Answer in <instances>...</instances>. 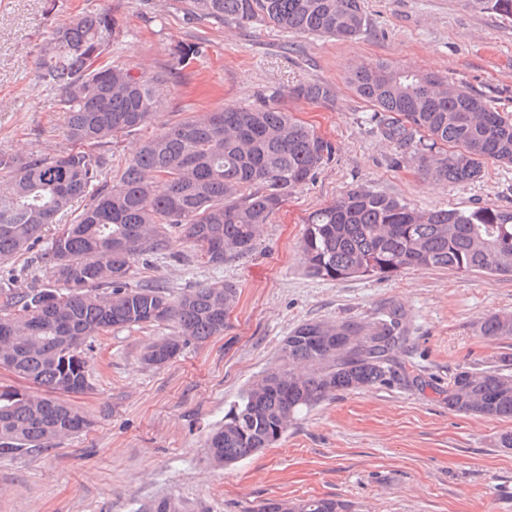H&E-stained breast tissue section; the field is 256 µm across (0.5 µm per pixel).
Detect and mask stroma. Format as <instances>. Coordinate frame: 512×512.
<instances>
[{
  "mask_svg": "<svg viewBox=\"0 0 512 512\" xmlns=\"http://www.w3.org/2000/svg\"><path fill=\"white\" fill-rule=\"evenodd\" d=\"M102 0H0V151L67 147L56 94L35 84L38 47L58 25ZM123 35L112 59L164 75L157 120L112 142L113 168L134 146L178 122L226 105L244 108L280 93V107L332 143L314 179L265 224L255 252L212 267L166 254L137 267L177 296L233 282L241 294L223 335L190 344L166 364L140 362L168 325L113 328L89 351L91 389L69 395L90 421L49 449L0 457V512H140L171 497L183 512H256L269 499L340 497L359 512H512V449L498 447L512 419L450 412L448 374L512 356V336L494 342L477 322L512 312V277L409 270L375 280L305 274V221L356 184L419 210L512 207V164H484L481 178L431 184L413 164L392 163L389 142L364 122L371 105L346 82L349 66L386 60L433 71L512 113V21L464 0H362L368 33L354 41L300 36L273 27L217 28L187 21L178 0H103ZM195 42L187 68L170 70L176 43ZM300 82L326 83L335 97H288ZM402 305L409 339L401 355L419 384L339 395L301 417L272 447L231 467L204 458L209 432L240 392L277 362L283 339L310 320L364 318Z\"/></svg>",
  "mask_w": 512,
  "mask_h": 512,
  "instance_id": "obj_1",
  "label": "stroma"
}]
</instances>
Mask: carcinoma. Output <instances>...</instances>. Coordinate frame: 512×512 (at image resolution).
<instances>
[{"label": "carcinoma", "instance_id": "1", "mask_svg": "<svg viewBox=\"0 0 512 512\" xmlns=\"http://www.w3.org/2000/svg\"><path fill=\"white\" fill-rule=\"evenodd\" d=\"M512 20V0H465ZM183 14L219 27L263 24L299 35L357 40L369 22L361 0H180ZM103 5L55 28L40 45L36 82L57 91L70 146L53 154L0 152V265L14 263L52 232L39 255L53 287L0 286V367L44 389L0 388V456L40 450L81 433L86 417L59 399L91 388L89 342L114 326L170 324L141 360L168 362L187 344L224 333L238 299L233 283L190 288L173 298L150 282H129L158 254L220 267L256 249L261 228L312 180L333 145L273 103L226 105L166 124L112 174L106 144L165 109L160 77L135 75L108 59L120 37ZM193 43L170 51L187 67ZM346 79L373 106L369 123L410 158L422 180L462 183L484 162L512 164V115L446 76L387 61L354 66ZM290 94L328 102L325 84ZM189 249L173 251L174 244ZM300 251L312 277L389 279L405 270L449 268L512 276V209L418 211L357 184L306 220ZM489 341L512 336V314L478 321ZM409 332L401 306L371 319L307 321L281 347L278 364L229 405L207 437L210 462L237 464L274 445L302 413L341 392L408 382L400 354ZM448 410L512 418V358L448 375ZM258 512H353L334 497L269 500Z\"/></svg>", "mask_w": 512, "mask_h": 512}]
</instances>
